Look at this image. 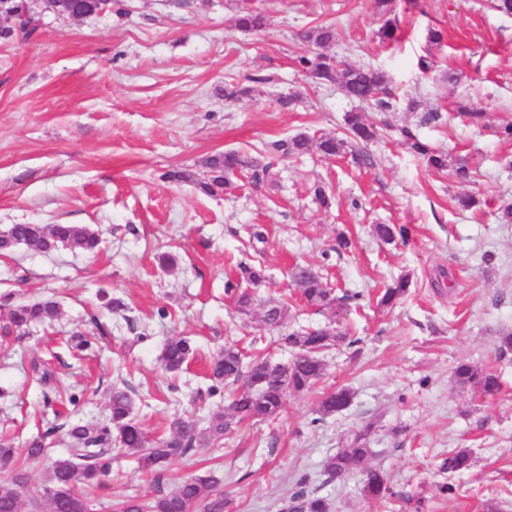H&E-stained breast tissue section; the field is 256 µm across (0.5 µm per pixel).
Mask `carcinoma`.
Masks as SVG:
<instances>
[{
	"instance_id": "carcinoma-1",
	"label": "carcinoma",
	"mask_w": 512,
	"mask_h": 512,
	"mask_svg": "<svg viewBox=\"0 0 512 512\" xmlns=\"http://www.w3.org/2000/svg\"><path fill=\"white\" fill-rule=\"evenodd\" d=\"M265 24V16L257 12L248 11L235 19L236 29L242 32L260 30ZM300 65L312 81L334 84L347 97L375 112H390L393 109L389 77L382 70L367 65L348 64L323 53L300 58ZM456 111L468 124L485 126L484 112L461 102L456 105ZM344 122L350 136L364 144L376 136L375 127L363 110L347 113ZM400 135L415 153L426 158L430 167L436 170L448 167V156L423 143L411 128H401ZM345 144V140L334 136L323 137L314 143L308 135L298 133L274 142L272 150L285 157L301 156L315 146L326 156H339L344 153ZM269 168L270 165L262 163L256 157L237 150H228L209 156L199 172L172 170L168 172V178L173 181H188L204 195L219 196L232 190L235 181L240 178H246L255 185L264 182ZM374 232L384 242H391L397 236L406 238L405 228H397L391 224H378ZM17 244H25L43 252L53 250L59 245L73 251L85 252L92 251L99 245V237L88 227L72 224H13L6 231L0 232L1 255L7 254ZM238 269L237 280L229 279L225 282L224 294L234 299L239 312L248 314L257 302L254 289L264 284L266 274L262 267L247 263L239 264ZM292 277L310 306H334L340 312L358 304L360 300L357 293L336 296L333 289L326 286L322 275L310 266H295ZM409 286L408 279L397 280L385 288L378 305H393L408 294ZM59 315L60 307L52 299L10 306L6 320L0 323V347L7 346L11 337L26 333L32 325H52ZM263 318L271 327H285L288 303H263ZM278 341L295 352L293 360L281 364L263 355L253 354L257 361L251 364L247 378L240 388L236 384L240 382L243 373L242 348L237 345L227 346L212 362V385L208 392L214 395L223 387H230L232 391L229 394L228 409L213 414L208 420V426L202 430L198 429L195 421L179 416L171 422L168 437L152 442L135 419L128 388L112 389L109 424H68L67 434L73 443V453L52 461L47 481L30 496L32 512H87L97 506L94 491L106 488L111 471L109 448L112 444V431H117L122 447L137 456L143 469L156 474L167 463L194 450L201 440L224 439L231 422L239 424L256 418H277L284 410L288 393L308 391L324 375V357L316 354L307 357L305 353L333 344L352 347L359 343L346 330L332 325L294 330L279 336ZM194 354V348L188 339L173 336L165 341L161 360L168 371L176 372ZM30 369L36 381L44 388V405L53 409L54 421L44 433L30 441L26 456L28 461L49 455L46 439L61 428L57 420L62 416V412L54 409L55 399L52 398L57 393L55 372L47 364L35 359L31 361ZM453 377L460 389L485 398L497 395L501 388L497 375L470 363L458 364ZM350 402L351 393L345 388L324 393L317 409L318 420L323 421L344 410ZM372 429L373 425H365L355 432L347 446L329 456L324 474L329 480H337L360 473L363 475V494L382 498L392 495V488L384 473L367 466L372 455L367 440ZM474 465L475 457L470 448L453 449L443 463L450 475L466 473ZM0 469L12 470L11 482L0 486V512H20L22 498L18 488L26 481V477L19 465L15 448L3 443H0ZM298 486L287 512H328V503L318 496L317 489L309 487L308 478L301 479ZM226 507L224 492L217 488L215 477L205 476L186 480L169 491L160 489L147 503L135 498L127 499L120 503L119 512H225Z\"/></svg>"
}]
</instances>
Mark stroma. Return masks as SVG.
I'll return each mask as SVG.
<instances>
[{
	"label": "stroma",
	"mask_w": 512,
	"mask_h": 512,
	"mask_svg": "<svg viewBox=\"0 0 512 512\" xmlns=\"http://www.w3.org/2000/svg\"><path fill=\"white\" fill-rule=\"evenodd\" d=\"M398 42L382 43L385 19L374 0H112L103 14L74 20L42 15L35 31L0 41V230L12 224H75L101 238L97 250L42 252L21 244L0 256V319L9 304L46 297L60 304L51 328L0 348V440L18 450L43 432L51 413L29 369L51 363L64 419L105 424L114 387L129 385L141 427L156 438L174 417L203 420L223 410L208 395L210 365L225 346H254L285 362L278 330L260 310L239 314L224 282L239 263L264 264L260 299L287 302L288 326L341 323L357 349L326 353V374L312 391L288 394L277 419L235 426L221 444H201L164 468L139 471L126 449L113 447L112 476L99 491L101 512L130 497L147 500L195 476H215L227 512H281L308 477L329 512H512V354L497 351L498 332L512 326V223L498 207L512 201V141L498 127L512 123V18L477 0H394ZM266 26L234 27L243 9ZM319 25L336 39L325 53L388 75L392 111L368 112L377 138L348 142L343 156L318 150L273 159L258 187L240 181L221 197L199 193L167 171L201 169L216 152L265 158L269 143L298 133L343 136L355 104L333 85L312 83L297 59L316 52L306 38ZM442 33L441 43L428 40ZM431 54L432 70L419 56ZM455 72L456 84L444 75ZM251 93L225 101L224 86ZM482 110L486 124L465 125L458 101ZM417 109H409V102ZM441 108L439 124H422ZM416 129L449 167L429 168L402 141ZM367 149L372 165L353 156ZM469 161L474 183L452 167ZM323 183L335 199L325 210L311 188ZM472 194L480 206L461 210ZM378 224H403L407 242H380ZM355 240L336 251V238ZM176 256L175 268L159 264ZM318 270L336 291H358L347 316L307 308L292 279L295 266ZM408 276L407 296L377 305L392 280ZM121 299L125 313L107 303ZM83 332L91 347L73 358L65 341ZM190 338L196 355L182 371L159 361L165 340ZM462 362L496 372L500 393L481 399L460 390ZM345 387L350 406L317 422L322 393ZM376 429L370 466L384 471L391 497L371 499L356 477L327 480L324 464L367 421ZM467 447L474 468L449 475V450ZM453 493H443L445 484Z\"/></svg>",
	"instance_id": "stroma-1"
}]
</instances>
